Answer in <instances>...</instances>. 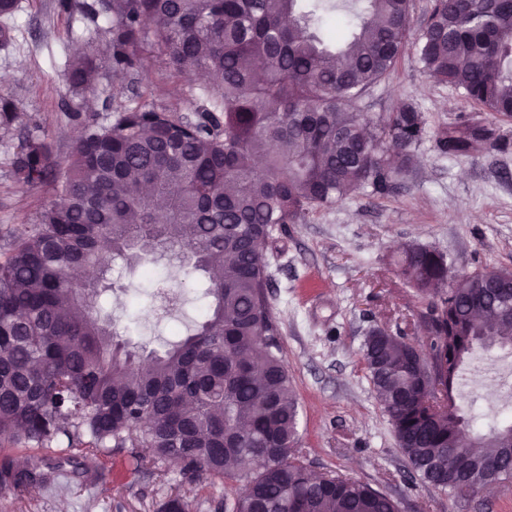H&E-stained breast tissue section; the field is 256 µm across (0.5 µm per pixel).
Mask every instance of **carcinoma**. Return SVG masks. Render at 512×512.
I'll use <instances>...</instances> for the list:
<instances>
[{
	"label": "carcinoma",
	"instance_id": "1",
	"mask_svg": "<svg viewBox=\"0 0 512 512\" xmlns=\"http://www.w3.org/2000/svg\"><path fill=\"white\" fill-rule=\"evenodd\" d=\"M411 0H59L103 33L114 71L143 66L147 26L172 78L203 73L191 115L137 101L106 126L81 124L59 156L36 127L10 159L12 178L52 195L0 247V447L62 448L77 469L122 448H151L182 479H243L224 512H398L386 494L337 472L311 473L298 402L281 356L263 261L277 226L369 187L390 191L427 135L403 103L372 125L350 105L394 68ZM106 27L100 28L99 22ZM430 76L493 116L512 117V5L435 0L415 41ZM98 45L65 68L71 92L94 91ZM19 113L0 94V128ZM442 150L474 148L471 127ZM204 277L202 321L163 351L128 349L105 303L112 262L141 266L145 244ZM398 265L424 306L425 388L402 337L370 330L362 362L414 479L456 498L512 478V423L460 444L469 420L453 395L477 345L512 347V270L459 271L409 245ZM456 287H448V279ZM44 458L0 459V486L30 493L55 480Z\"/></svg>",
	"mask_w": 512,
	"mask_h": 512
}]
</instances>
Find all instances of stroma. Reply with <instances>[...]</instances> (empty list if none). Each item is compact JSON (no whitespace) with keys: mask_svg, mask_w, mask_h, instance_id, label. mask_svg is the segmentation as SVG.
<instances>
[{"mask_svg":"<svg viewBox=\"0 0 512 512\" xmlns=\"http://www.w3.org/2000/svg\"><path fill=\"white\" fill-rule=\"evenodd\" d=\"M14 39L0 46V93L14 99L21 120L0 130V238L36 219L49 187L14 183L7 159L22 130L45 127L55 151L68 155L80 130L67 113L79 112L109 124L118 100L150 86V101L190 114L184 85L168 76L163 56L148 36L144 66L113 76L104 69L95 95L72 94L62 81L66 61L78 48L71 21L58 0H22L13 19ZM413 104L427 119L428 134L415 161L386 196L358 192L328 208L309 212L275 229L266 246L267 300L278 324L282 357L299 406V445L317 472L340 471L390 496L398 512H512V481L459 500L415 481L392 428L366 377L361 348L368 331L385 327L420 339L422 303L397 264L404 245L418 244L454 259L460 269L512 270V119L491 120L467 102L461 90L437 82L420 69L413 45H406L393 76L369 88L357 107L380 121L400 103ZM487 124L489 138L464 157L440 149L442 131ZM155 273L182 309L166 314L153 298L155 285L139 269L114 265L112 312L134 346L161 348L174 323L201 317L206 302L197 275L170 267L151 255ZM512 350H478L465 364L459 404L472 431H488L512 418ZM105 481H97V474ZM238 483L207 477L181 483L167 461L145 457L131 463L129 450L99 456L86 474L62 465L56 479L39 491L18 495L0 488V512H159L170 496L181 495L190 512H222L226 494Z\"/></svg>","mask_w":512,"mask_h":512,"instance_id":"stroma-1","label":"stroma"}]
</instances>
